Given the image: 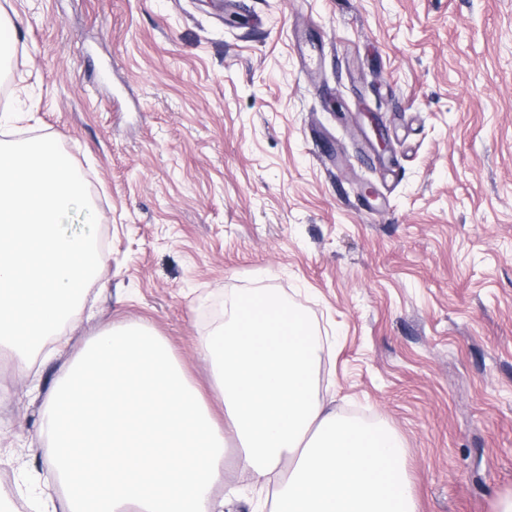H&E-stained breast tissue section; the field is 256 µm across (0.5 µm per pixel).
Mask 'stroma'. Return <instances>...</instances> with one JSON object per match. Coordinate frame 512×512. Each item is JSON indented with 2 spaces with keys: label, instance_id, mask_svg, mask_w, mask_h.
<instances>
[{
  "label": "stroma",
  "instance_id": "stroma-1",
  "mask_svg": "<svg viewBox=\"0 0 512 512\" xmlns=\"http://www.w3.org/2000/svg\"><path fill=\"white\" fill-rule=\"evenodd\" d=\"M0 111L55 139L98 220L95 312L35 368L147 323L200 342L269 292L325 341L315 394L395 430L416 512L512 496V0H0ZM320 36L305 76L295 43ZM0 494L31 512L41 401L0 356ZM271 500L225 452L215 497Z\"/></svg>",
  "mask_w": 512,
  "mask_h": 512
}]
</instances>
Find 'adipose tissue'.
<instances>
[{"label": "adipose tissue", "mask_w": 512, "mask_h": 512, "mask_svg": "<svg viewBox=\"0 0 512 512\" xmlns=\"http://www.w3.org/2000/svg\"><path fill=\"white\" fill-rule=\"evenodd\" d=\"M230 309L201 344L210 401L143 323L104 331L71 360L37 432L52 457L43 485L62 492V512H224L212 489L231 440L273 485V512H416L400 437L315 396L323 344L305 318L258 292Z\"/></svg>", "instance_id": "adipose-tissue-1"}]
</instances>
